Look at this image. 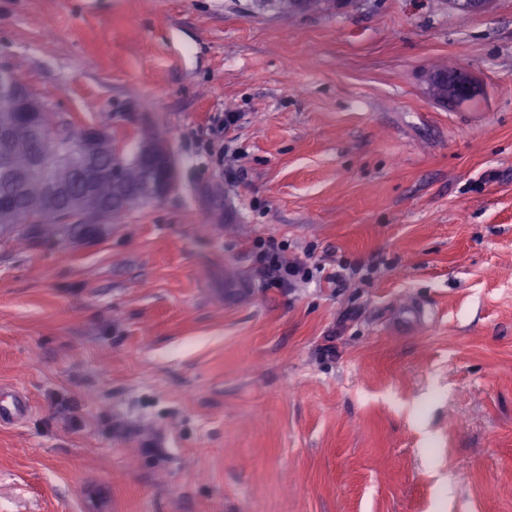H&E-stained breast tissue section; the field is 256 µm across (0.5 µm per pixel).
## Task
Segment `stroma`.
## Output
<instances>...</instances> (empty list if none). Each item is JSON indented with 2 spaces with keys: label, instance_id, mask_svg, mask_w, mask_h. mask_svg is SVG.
<instances>
[{
  "label": "stroma",
  "instance_id": "35a3bbf8",
  "mask_svg": "<svg viewBox=\"0 0 512 512\" xmlns=\"http://www.w3.org/2000/svg\"><path fill=\"white\" fill-rule=\"evenodd\" d=\"M18 61L178 184L0 238V512H512V0H0ZM270 234L354 274L274 286ZM261 2H271L281 13L288 15L308 12H328L340 5L339 0H262ZM445 82L448 84V99L455 103L463 104L472 101L482 93L479 82L466 68L448 73ZM429 318V314L419 311L412 305L403 306L398 310L396 327L399 332L411 331L422 325Z\"/></svg>",
  "mask_w": 512,
  "mask_h": 512
}]
</instances>
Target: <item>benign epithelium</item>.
Here are the masks:
<instances>
[{"label": "benign epithelium", "instance_id": "7a95c632", "mask_svg": "<svg viewBox=\"0 0 512 512\" xmlns=\"http://www.w3.org/2000/svg\"><path fill=\"white\" fill-rule=\"evenodd\" d=\"M445 82L448 84V98L455 103L472 101L482 93L479 82L466 68L449 73ZM0 112L15 113L11 120L0 124V143L4 145L19 139L35 144L51 130L46 104L11 67H0ZM105 136L106 132L95 125H69L61 164L75 172L73 181L56 175L31 181L27 172L3 165L5 176L14 184V192L10 196H0V209L10 206L12 198L21 196L27 200L30 218L34 222H44L55 216L60 224H75L84 215L92 214L98 224L111 223L112 199L102 195L98 186L105 177L113 183L121 182L122 172L112 167V162L104 164L100 160L98 145ZM134 161L148 171L151 199H160L175 188L177 164L163 138L155 135L146 138L134 155ZM62 197L67 198L68 209L59 216L56 200Z\"/></svg>", "mask_w": 512, "mask_h": 512}]
</instances>
